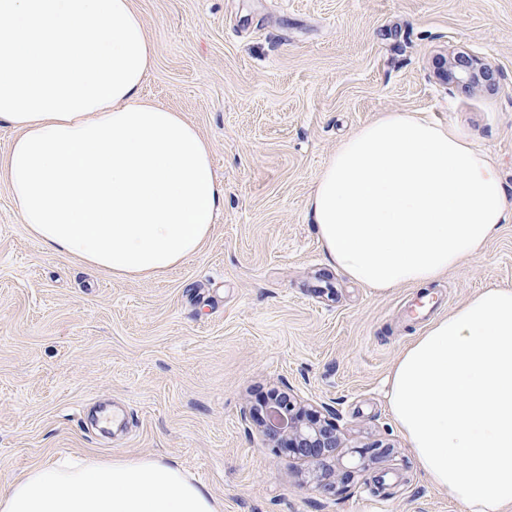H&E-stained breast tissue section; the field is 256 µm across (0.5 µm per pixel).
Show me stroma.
Segmentation results:
<instances>
[{
	"label": "stroma",
	"instance_id": "1",
	"mask_svg": "<svg viewBox=\"0 0 512 512\" xmlns=\"http://www.w3.org/2000/svg\"><path fill=\"white\" fill-rule=\"evenodd\" d=\"M132 4L156 46L142 93L213 144L224 210L165 277L125 279L47 252L0 178V491L63 456H150L222 512H466L417 469L385 395L428 325L409 311L419 290L381 294L330 266L305 200L342 140L387 112L452 126L512 193V0ZM458 53L496 86L439 81L436 57ZM486 287L512 289V223L431 285L433 316ZM274 389L335 408V457L265 443L245 416Z\"/></svg>",
	"mask_w": 512,
	"mask_h": 512
}]
</instances>
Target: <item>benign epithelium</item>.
<instances>
[{"label": "benign epithelium", "instance_id": "1", "mask_svg": "<svg viewBox=\"0 0 512 512\" xmlns=\"http://www.w3.org/2000/svg\"><path fill=\"white\" fill-rule=\"evenodd\" d=\"M438 76L448 82L463 84L468 88L495 85L497 71L481 60L458 53L451 58L443 57L437 66ZM328 417L306 421L305 410L294 403L285 393L271 396L265 411H249V418L260 428L264 440L273 447L284 441L298 458L323 461L333 457L341 447L337 434L336 412L326 408Z\"/></svg>", "mask_w": 512, "mask_h": 512}]
</instances>
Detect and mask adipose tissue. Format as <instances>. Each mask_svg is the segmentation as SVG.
Masks as SVG:
<instances>
[{
  "label": "adipose tissue",
  "mask_w": 512,
  "mask_h": 512,
  "mask_svg": "<svg viewBox=\"0 0 512 512\" xmlns=\"http://www.w3.org/2000/svg\"><path fill=\"white\" fill-rule=\"evenodd\" d=\"M155 45L132 0H0V161L46 250L128 278L196 254L224 208L213 146L146 99ZM305 208L331 265L385 293L424 288L512 222L489 157L452 128L388 112L348 135ZM420 472L468 512H512V289L477 291L408 345L388 380ZM0 512H221L153 457L62 458L0 491Z\"/></svg>",
  "instance_id": "1"
}]
</instances>
